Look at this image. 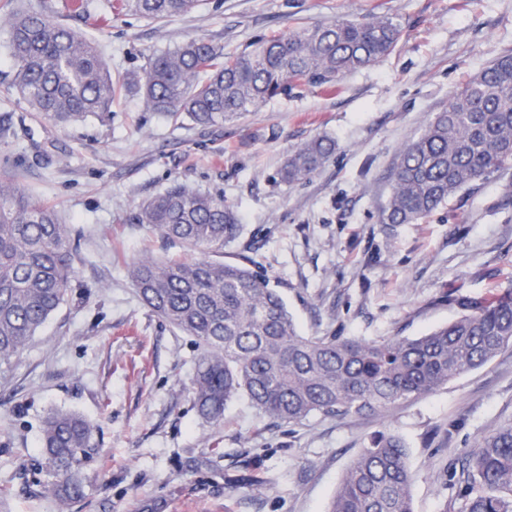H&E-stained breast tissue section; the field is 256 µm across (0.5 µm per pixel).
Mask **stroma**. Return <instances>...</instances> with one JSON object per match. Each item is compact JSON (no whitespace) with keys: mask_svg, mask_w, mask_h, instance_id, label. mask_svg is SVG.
Returning <instances> with one entry per match:
<instances>
[{"mask_svg":"<svg viewBox=\"0 0 512 512\" xmlns=\"http://www.w3.org/2000/svg\"><path fill=\"white\" fill-rule=\"evenodd\" d=\"M52 19L100 43L114 78L144 73L152 54L200 38L240 53L258 37L345 17L399 18L397 48L332 88L301 84L216 127L149 111L126 94L107 120L61 125L30 111L13 86L15 11ZM512 52V0H201L156 23L65 0H0V180L51 203L79 238L66 302L10 364L0 365V512H57L42 489L44 418L73 411L96 427L71 512H327L372 432L408 445L415 512H460L446 489L460 449L512 419V349L428 396L366 417H309L291 426L247 399L213 424L194 406L197 349L137 296L129 266L166 254L133 223L171 181L223 197L241 218L226 259L279 288L301 330L366 339L413 337L454 319L458 303L512 288V170L480 181L419 224L379 220L391 170L452 91ZM336 142L308 181L278 171L312 138ZM220 444L222 456L211 453Z\"/></svg>","mask_w":512,"mask_h":512,"instance_id":"1","label":"stroma"}]
</instances>
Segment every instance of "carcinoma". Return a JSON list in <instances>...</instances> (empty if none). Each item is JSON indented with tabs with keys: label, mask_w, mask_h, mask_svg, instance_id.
<instances>
[{
	"label": "carcinoma",
	"mask_w": 512,
	"mask_h": 512,
	"mask_svg": "<svg viewBox=\"0 0 512 512\" xmlns=\"http://www.w3.org/2000/svg\"><path fill=\"white\" fill-rule=\"evenodd\" d=\"M199 0H103L113 14L155 21L191 11ZM398 19L336 20L226 55L198 39L153 55L135 84L147 106L186 114L203 127L250 112L302 83L337 79L390 55ZM14 83L32 112L74 122L112 112L130 84L112 78L97 46L42 12L11 23ZM318 137L289 155L282 181L309 179L335 153ZM512 168V53H503L452 92L423 132L401 151L383 224H415L478 181ZM136 220L158 230L183 256H146L129 267L142 302L199 348L192 394L200 415L218 424L243 394L277 423L382 414L427 396L512 348V292L459 302L460 314L422 336L366 340L299 333L265 276L224 260L240 225L224 199L178 181L146 201ZM78 245L49 204L0 181V365L7 364L68 297ZM96 450L95 429L72 412L43 422L41 452L53 471L48 490L61 512L84 498L80 469ZM405 442L388 429L370 435L346 470L328 512H414ZM446 487L464 512H512V420L459 453Z\"/></svg>",
	"instance_id": "cac0c4a2"
}]
</instances>
